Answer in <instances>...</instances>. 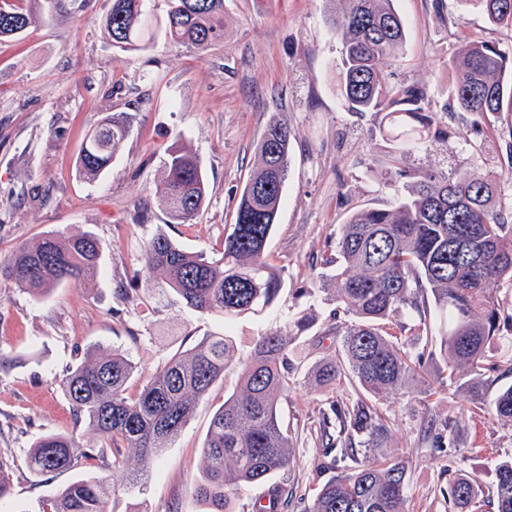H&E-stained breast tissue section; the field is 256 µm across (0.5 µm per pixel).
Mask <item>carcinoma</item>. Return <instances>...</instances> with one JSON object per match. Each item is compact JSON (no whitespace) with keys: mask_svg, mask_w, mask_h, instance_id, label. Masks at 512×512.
Masks as SVG:
<instances>
[{"mask_svg":"<svg viewBox=\"0 0 512 512\" xmlns=\"http://www.w3.org/2000/svg\"><path fill=\"white\" fill-rule=\"evenodd\" d=\"M164 22L154 20L150 0H112L102 25L115 49L135 50L152 28L175 44L206 50L224 38V0H168ZM487 19L512 27V0H469ZM35 15L21 7L0 6V38H15ZM342 45L336 92L351 112L385 113L392 141L401 147L424 142L431 132L445 133L442 115L456 106L474 116L471 131L512 116V56L485 41L463 39L454 71L450 106L428 110L417 85L395 84L389 70L406 39L405 22L393 0H345L330 18ZM125 112L106 116L86 137L78 156L79 175L95 180L130 132ZM290 129L278 117L267 123L256 147L255 166L235 209L234 224L222 249L190 252L158 234L144 246L145 267L162 278L189 308L230 320L259 314L278 298L283 274L266 252L288 179ZM408 193L393 209L353 212L336 238V268L327 300L348 316L329 327L339 336L337 354L316 361L307 379L316 388L335 389L351 379L361 394L350 404H330L338 420L340 453L353 466L323 484L302 512H405L407 461L383 453L390 426L376 401L406 389L423 368L390 339L387 326L404 310L418 316V334L431 332L430 307L439 313V352L448 378L469 388L491 418L512 423V385L490 402L479 385H491L500 370L493 345L502 331L512 332V312L501 305L495 285H512V206L502 203L498 185L512 177V161L501 172L480 166L454 178L438 171H403ZM168 223L187 224L208 196L206 171L188 147L168 150L157 187ZM101 256L90 233L62 237L48 233L17 245L0 278L35 297L68 281L92 284ZM294 337L280 331L259 336L243 362L238 388L211 419L203 446L205 478L196 487L206 512H228L231 498L251 484H264L293 463L291 439L278 404L288 393ZM233 357L225 334L204 337L143 376L130 391L136 367L119 350H94L62 379L76 422L106 438L110 445L85 448L72 434L47 433L30 448L27 466L42 478L69 471L82 461L112 454V468L127 466L126 449H135L132 484L148 476L172 447L197 404L224 375ZM497 512H512V458L497 465ZM13 466L0 455V503L12 494ZM110 483L74 480L41 500L38 512H107ZM481 490L476 479L456 480L451 500L473 512Z\"/></svg>","mask_w":512,"mask_h":512,"instance_id":"1","label":"carcinoma"}]
</instances>
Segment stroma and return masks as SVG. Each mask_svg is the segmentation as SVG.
<instances>
[{
  "instance_id": "obj_1",
  "label": "stroma",
  "mask_w": 512,
  "mask_h": 512,
  "mask_svg": "<svg viewBox=\"0 0 512 512\" xmlns=\"http://www.w3.org/2000/svg\"><path fill=\"white\" fill-rule=\"evenodd\" d=\"M112 0H37L35 23L21 38L0 40V261L18 244L51 232L80 231L101 243L93 286L66 282L44 298L0 281V452L14 464L5 512H37L42 498L77 478L111 475L90 459L35 480L26 457L48 432L75 434L84 447L103 438L76 423L60 380L91 346L121 350L150 372L209 334L226 333L235 362L182 428L143 485L119 480L108 512H204L195 496L203 478L202 447L211 418L236 388L240 361L258 336L307 321L293 343L295 373L280 420L293 443L294 465L271 481L287 485V512L349 467L315 472L337 428L322 430L332 401L359 391L344 380L311 388L310 364L333 354L326 335L332 311L321 288L336 256V233L355 210L392 208L406 193L401 171L434 169L460 177L473 166L498 171L512 134L485 128L471 147L472 117L449 113L448 134L397 149L381 115L347 111L336 93L340 43L329 18L343 0H224V39L201 51L155 33L144 47L112 48L101 22ZM407 27L391 80L423 88L431 110L449 102L448 67L463 38L512 53V28L490 24L460 0H393ZM113 112L133 117L109 169L95 181L77 172L86 135ZM291 129L290 168L268 252L286 286L272 306L230 321L201 315L169 291L150 287L146 242L167 234L184 249L220 247L234 222L257 142L272 116ZM190 145L207 172L209 192L187 224L168 223L155 194L167 149ZM440 358L428 361L408 389L377 402L391 434L386 453L408 458V512H458L448 487L461 477L480 483L478 512H496V465L512 456V424L484 418L471 392L442 381Z\"/></svg>"
}]
</instances>
